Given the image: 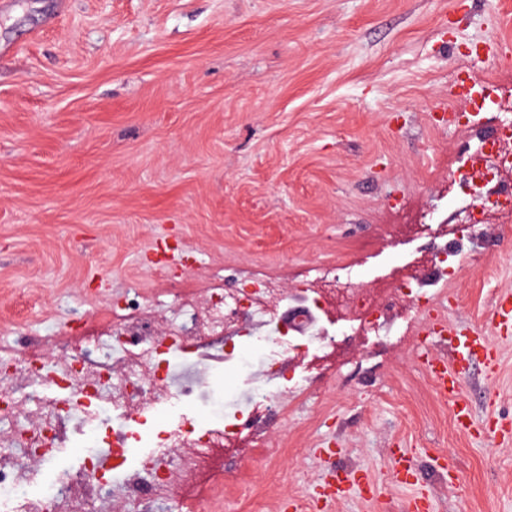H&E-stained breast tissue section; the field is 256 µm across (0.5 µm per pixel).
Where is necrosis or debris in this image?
<instances>
[{
	"label": "necrosis or debris",
	"mask_w": 512,
	"mask_h": 512,
	"mask_svg": "<svg viewBox=\"0 0 512 512\" xmlns=\"http://www.w3.org/2000/svg\"><path fill=\"white\" fill-rule=\"evenodd\" d=\"M512 119L478 138L474 160L456 175L470 199L455 233L454 248L434 245L426 262L440 266L449 253H474L490 216L512 222ZM497 191H490V184ZM300 300L316 330L292 334L281 330V305ZM434 300L425 290L418 264H408L399 290L368 288L352 265L321 264L296 287H282L278 277L255 273L237 287L214 278L204 291H178L165 314L147 303L137 309L112 310L105 336L73 346L62 336H39L12 353L13 367L0 373V512H140L149 495L175 496L185 484L210 470L219 450L239 462L259 456L282 458L283 448L270 441L263 427L270 404L305 389L312 370L310 354L322 350L328 323L350 325L343 343L354 335H381L387 324L407 313L423 314ZM257 331L258 363L276 388L255 387L244 411L224 406L220 372L210 366L212 415L207 423L183 416L157 421L162 407H180L192 395L198 377L173 381L177 360L193 355L200 340L239 331ZM48 384L57 397L21 401L26 389ZM79 422L86 436L81 470L64 472L45 487L35 488L38 474L56 449L66 443L67 427ZM250 447H242V440ZM112 451V473L99 470L100 449Z\"/></svg>",
	"instance_id": "1"
}]
</instances>
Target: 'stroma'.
I'll return each instance as SVG.
<instances>
[{"label":"stroma","mask_w":512,"mask_h":512,"mask_svg":"<svg viewBox=\"0 0 512 512\" xmlns=\"http://www.w3.org/2000/svg\"><path fill=\"white\" fill-rule=\"evenodd\" d=\"M0 9V354L25 336L102 334L93 315L136 293L221 271L281 274L354 263L394 286L430 235L385 229L434 213L447 234L466 200L450 185L478 128L433 121L467 67L512 93V0H11ZM441 283L451 318L486 323L512 290V237L486 228L481 258ZM494 369L461 377L474 427L460 433L421 356L440 339L398 320L380 342L319 359L305 394L269 414L287 482L255 458L233 484L160 496L149 512H512V338ZM401 448L418 475L396 486ZM356 468L318 510L325 481Z\"/></svg>","instance_id":"35a3bbf8"}]
</instances>
